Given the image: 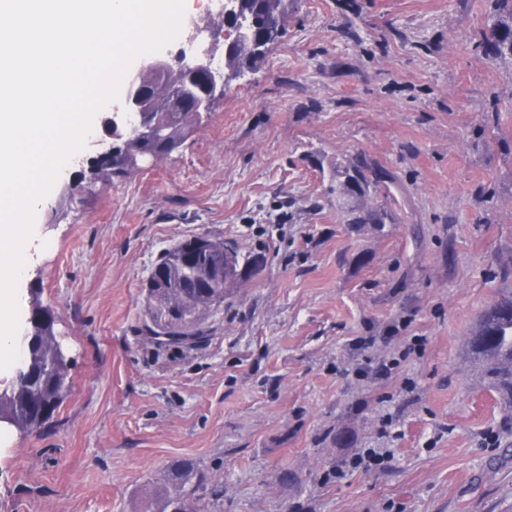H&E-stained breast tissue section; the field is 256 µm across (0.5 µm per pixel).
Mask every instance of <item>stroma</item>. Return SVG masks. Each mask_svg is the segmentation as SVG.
I'll return each instance as SVG.
<instances>
[{
  "instance_id": "1",
  "label": "stroma",
  "mask_w": 512,
  "mask_h": 512,
  "mask_svg": "<svg viewBox=\"0 0 512 512\" xmlns=\"http://www.w3.org/2000/svg\"><path fill=\"white\" fill-rule=\"evenodd\" d=\"M490 0H290L276 41L157 166L36 211L19 286L71 358L50 421L0 434V512H139L179 460L212 512H512V410L463 344L512 286V59L472 49ZM388 171L349 224L331 193ZM197 235L258 265L204 341L142 333L159 257ZM421 353L404 355L412 337ZM391 370H384V363ZM368 448L391 457L345 470ZM381 165L370 163L363 154H356L343 170H336V197L363 198L376 191L387 178Z\"/></svg>"
}]
</instances>
